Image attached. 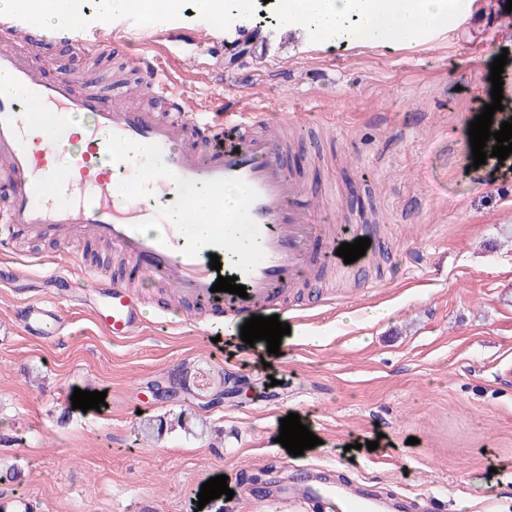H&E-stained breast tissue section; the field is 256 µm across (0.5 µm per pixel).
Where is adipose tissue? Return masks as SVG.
<instances>
[{
	"label": "adipose tissue",
	"instance_id": "1",
	"mask_svg": "<svg viewBox=\"0 0 512 512\" xmlns=\"http://www.w3.org/2000/svg\"><path fill=\"white\" fill-rule=\"evenodd\" d=\"M24 3L43 35L65 24L71 0H0V15ZM247 0H146L149 14L182 12L186 4L205 14L241 13ZM278 22L319 36L328 44L396 46L447 29L457 0H279Z\"/></svg>",
	"mask_w": 512,
	"mask_h": 512
}]
</instances>
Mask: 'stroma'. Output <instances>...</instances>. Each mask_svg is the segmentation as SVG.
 I'll list each match as a JSON object with an SVG mask.
<instances>
[{"label":"stroma","instance_id":"stroma-1","mask_svg":"<svg viewBox=\"0 0 512 512\" xmlns=\"http://www.w3.org/2000/svg\"><path fill=\"white\" fill-rule=\"evenodd\" d=\"M476 4L431 40L390 49L308 42L257 0L247 18L260 36L232 59L233 35L219 30L200 74L119 21L102 58L38 34L14 45L46 78L95 83L110 103L123 93L112 71L125 51L155 56L212 111L240 102L312 115L286 166L324 195L316 222L375 227L352 274L305 288L307 320L276 356L234 333L202 342L192 319L112 340L86 311L90 283L45 279L41 259L70 247L18 241L27 278L7 281L0 265V498L32 496L39 512H309L246 489L256 476L295 478L300 462L407 512L428 495L442 512H512V156L474 166L468 134L491 63L512 52V12L507 0ZM31 291L70 319L60 343L16 328ZM377 307L387 316L371 317ZM77 389L105 393V406L73 408ZM182 412L205 419L204 434L139 430ZM292 412L321 440L297 458L270 438ZM219 475L233 498L198 507Z\"/></svg>","mask_w":512,"mask_h":512}]
</instances>
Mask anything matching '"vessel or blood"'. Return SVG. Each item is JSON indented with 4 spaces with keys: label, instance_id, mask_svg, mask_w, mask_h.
<instances>
[{
    "label": "vessel or blood",
    "instance_id": "obj_1",
    "mask_svg": "<svg viewBox=\"0 0 512 512\" xmlns=\"http://www.w3.org/2000/svg\"><path fill=\"white\" fill-rule=\"evenodd\" d=\"M131 27L148 24L162 53L198 54V30L178 18L129 15ZM0 27L29 37L25 9L0 16ZM55 41L83 54L111 52L98 23L75 9L70 25ZM138 65L150 95L163 102L167 116L148 106L106 105L94 93L79 94L68 75L45 80L29 59L0 47V258L10 259L12 239L46 237L106 241L129 256L141 279L159 278L195 304L202 340L221 329L226 318L287 315L288 291L326 266L317 252L324 227L311 223L312 201L303 184L289 175L288 143L279 127L289 114L274 117L264 108L233 107L206 112L162 78L146 55ZM78 146L65 158L66 145ZM234 186L241 200L224 209V189ZM206 191L205 233L190 224H172L171 210L189 205ZM226 258L224 269L210 267L212 256ZM97 292L93 321L112 339L140 333L145 321L139 297L124 280L100 277L87 265L77 268ZM231 276L246 296L212 293L218 277ZM22 333L52 341L67 326L47 300L23 303L15 313ZM284 502L322 503L325 512H376L377 503L353 484L313 483L299 478L273 487Z\"/></svg>",
    "mask_w": 512,
    "mask_h": 512
}]
</instances>
